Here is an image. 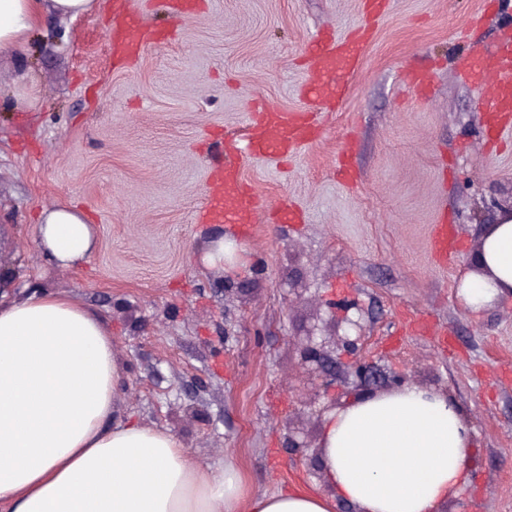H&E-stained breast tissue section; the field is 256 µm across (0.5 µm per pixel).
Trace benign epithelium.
<instances>
[{
  "label": "benign epithelium",
  "mask_w": 512,
  "mask_h": 512,
  "mask_svg": "<svg viewBox=\"0 0 512 512\" xmlns=\"http://www.w3.org/2000/svg\"><path fill=\"white\" fill-rule=\"evenodd\" d=\"M328 309L331 311L329 326L312 328L307 333L305 343L300 347L302 365L305 369L303 386L297 388V400L301 403L307 401L304 391L311 389L314 395L324 396L330 399L331 404H336V359L329 354L331 349L341 348L345 354L352 356L347 368L365 385L368 386L374 381V367L367 359L361 343V317L358 313H352L356 306H338L330 303ZM288 448L301 455L311 453L308 458L309 464L319 465V448H313L308 442L293 435L288 436Z\"/></svg>",
  "instance_id": "7a95c632"
}]
</instances>
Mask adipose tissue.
Here are the masks:
<instances>
[{"instance_id":"ef3b65f1","label":"adipose tissue","mask_w":512,"mask_h":512,"mask_svg":"<svg viewBox=\"0 0 512 512\" xmlns=\"http://www.w3.org/2000/svg\"><path fill=\"white\" fill-rule=\"evenodd\" d=\"M93 0H0V53L42 13L76 17ZM38 248L79 267L96 231L72 206L43 209ZM478 272L460 296L472 311L512 294V218L485 231ZM124 371L112 329L68 295L0 290V512H438L470 481L471 429L448 397L404 386L327 414L320 467L332 495L295 483L252 495L230 462L191 455L167 429L118 415Z\"/></svg>"}]
</instances>
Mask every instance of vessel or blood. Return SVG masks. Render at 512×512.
Wrapping results in <instances>:
<instances>
[{
	"instance_id": "1",
	"label": "vessel or blood",
	"mask_w": 512,
	"mask_h": 512,
	"mask_svg": "<svg viewBox=\"0 0 512 512\" xmlns=\"http://www.w3.org/2000/svg\"><path fill=\"white\" fill-rule=\"evenodd\" d=\"M119 17L113 30L114 56L118 62L135 61L145 46L168 42L169 32L144 30L136 16L116 4ZM365 38L338 37L328 42L312 41L307 47L310 76L305 86L311 113L264 109L251 113L247 122V148L251 154L285 157L300 151L318 134L313 111L339 107L348 92L350 77L357 70ZM465 76L475 84H486L485 120L497 135L512 133V42L500 44L486 57L467 61ZM257 199L243 179L238 164L226 163L209 181L200 218L206 223L245 224L254 222Z\"/></svg>"
}]
</instances>
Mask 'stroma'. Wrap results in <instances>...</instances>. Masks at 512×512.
Masks as SVG:
<instances>
[{
	"mask_svg": "<svg viewBox=\"0 0 512 512\" xmlns=\"http://www.w3.org/2000/svg\"><path fill=\"white\" fill-rule=\"evenodd\" d=\"M112 2L42 15L0 57V279L98 311L126 368L122 413L233 462L254 493L321 484L285 449L292 429L319 444L326 415L295 399L298 337L323 300L357 304L378 380L405 372L470 425L471 481L450 512H512V295L479 312L458 296L483 225L512 207V138L485 136L484 92L460 69L512 40V0H388L319 138L291 160L238 156L261 206L225 226L196 219L217 141L244 144L252 102L304 108L307 43L347 35L364 0H202L176 21L163 0H130L174 38L127 65L113 60ZM412 69L429 70L428 96L404 86ZM282 202L302 222L279 223ZM54 205L97 233L67 272L35 243ZM443 216L446 263L432 247ZM219 232L252 256L230 293L199 259Z\"/></svg>",
	"mask_w": 512,
	"mask_h": 512,
	"instance_id": "stroma-1",
	"label": "stroma"
}]
</instances>
